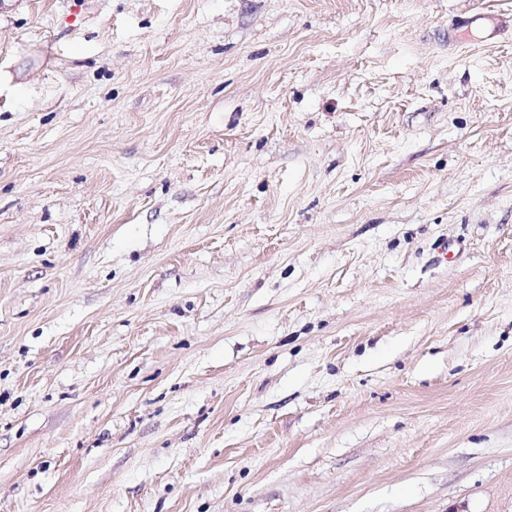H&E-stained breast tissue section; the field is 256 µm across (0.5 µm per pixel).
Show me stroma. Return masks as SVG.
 <instances>
[{
  "instance_id": "stroma-1",
  "label": "stroma",
  "mask_w": 512,
  "mask_h": 512,
  "mask_svg": "<svg viewBox=\"0 0 512 512\" xmlns=\"http://www.w3.org/2000/svg\"><path fill=\"white\" fill-rule=\"evenodd\" d=\"M0 77V512H512V0H0Z\"/></svg>"
}]
</instances>
